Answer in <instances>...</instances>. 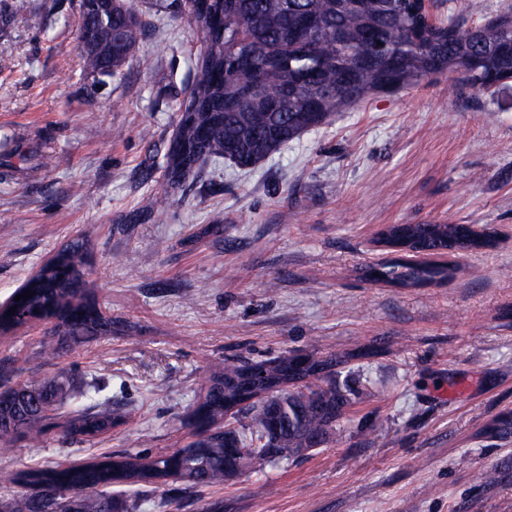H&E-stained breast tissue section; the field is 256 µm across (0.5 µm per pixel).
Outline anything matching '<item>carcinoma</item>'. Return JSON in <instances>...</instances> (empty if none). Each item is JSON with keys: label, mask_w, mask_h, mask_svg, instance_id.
I'll return each mask as SVG.
<instances>
[{"label": "carcinoma", "mask_w": 512, "mask_h": 512, "mask_svg": "<svg viewBox=\"0 0 512 512\" xmlns=\"http://www.w3.org/2000/svg\"><path fill=\"white\" fill-rule=\"evenodd\" d=\"M223 28L205 36L201 66L211 78L198 82L179 104L174 140L182 151L166 153V171L174 185L185 183L204 160L228 159L241 167L265 160L302 133L327 123L343 107L364 101L381 90L394 74L399 87L421 81L436 71L458 74L474 92L491 89L492 78L512 79V12L484 25L467 27L453 18L432 19L423 0H211ZM142 21L134 0H81L78 47L88 74L116 75L135 49ZM262 82L263 96L253 92ZM493 235L474 238L467 224H391L380 243L430 260L394 258L369 271L374 280L399 288L438 285L454 274L448 262H435L455 251H476L493 245ZM84 244L74 241L40 268L37 278L18 289L35 295L13 302L16 311L0 313V331L24 324V318L50 316L59 334L76 340L112 334V320L83 292ZM302 357L331 371L341 364L336 355L315 348ZM240 361L215 370L193 415L197 439L192 445L159 453L101 456L77 465H34L17 482L31 488L51 487L43 499L20 491L0 501V512H130L127 501L108 492L114 485L146 486L167 494V479L187 488L224 484L227 454L224 436L253 444L264 432L275 448L256 466L297 456L325 435L343 431L348 403L345 392L329 375L294 365L284 354L269 362L268 377L283 383L266 407L251 406L248 430L207 434V425L224 420V408L239 398L244 370ZM89 383L61 374L51 381L32 378L0 390V446L18 437L42 433L70 399L88 395ZM118 416L107 401L71 410L70 436L92 438Z\"/></svg>", "instance_id": "obj_1"}]
</instances>
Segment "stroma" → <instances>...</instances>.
Returning <instances> with one entry per match:
<instances>
[{
	"label": "stroma",
	"mask_w": 512,
	"mask_h": 512,
	"mask_svg": "<svg viewBox=\"0 0 512 512\" xmlns=\"http://www.w3.org/2000/svg\"><path fill=\"white\" fill-rule=\"evenodd\" d=\"M430 5L475 26L512 0ZM135 6L117 77L83 68L80 0L0 19V304L80 238L85 287L112 319L50 358L53 323L0 334V385L84 375L122 415L92 440L61 425L16 439L0 500L36 463L183 447L214 368L315 344L348 357L332 443L217 487L113 494L132 512H512V435L486 432L512 418V81L477 94L442 72L375 92L252 169L208 162L174 189L165 153L201 43L180 11ZM389 224H477L495 244L452 255L444 285L397 290L363 276ZM491 466L498 480L476 483Z\"/></svg>",
	"instance_id": "stroma-1"
}]
</instances>
